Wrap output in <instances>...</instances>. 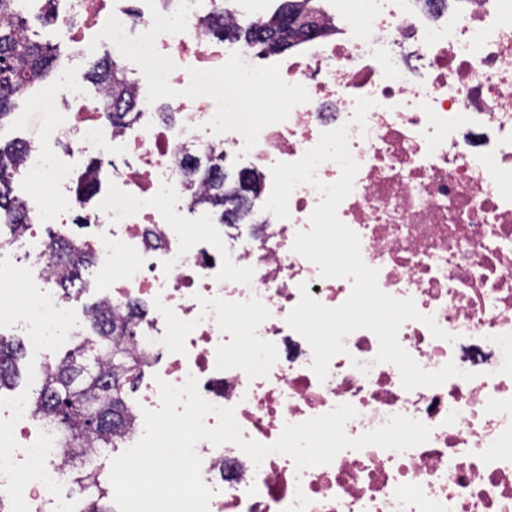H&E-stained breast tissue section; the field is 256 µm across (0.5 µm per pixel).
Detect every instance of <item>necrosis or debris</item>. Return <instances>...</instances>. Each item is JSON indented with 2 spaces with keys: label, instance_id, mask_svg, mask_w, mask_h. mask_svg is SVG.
I'll return each instance as SVG.
<instances>
[{
  "label": "necrosis or debris",
  "instance_id": "1",
  "mask_svg": "<svg viewBox=\"0 0 512 512\" xmlns=\"http://www.w3.org/2000/svg\"><path fill=\"white\" fill-rule=\"evenodd\" d=\"M32 2L75 63L109 16L136 36L150 28L152 10L170 14L179 4ZM466 3L457 11L446 0L429 8L419 0H322L330 37L304 39L279 60L283 79L304 85L310 100L265 127L249 150L239 133L208 128V97L175 98L179 121L159 122L142 79L139 104L121 128L103 108V84L91 94L73 83L60 106L40 94L14 113L23 127L31 112L48 110L43 134L27 139L15 168L25 184V224L0 240V252L17 253L0 263V299H14L24 275L14 321L32 341L90 336V311L107 302L139 315L135 346L153 374L138 385L143 408L161 404L156 378L180 386L192 376L208 402L234 408L244 439L267 445L285 425L343 403L357 411L346 425L352 437L395 415L431 429L427 442L403 452L346 449L303 470L283 454L257 465L235 445L200 442L202 479L214 492L209 512H512V0ZM219 6H195L185 32L157 38L158 52L176 65L173 88L188 85L189 68L228 60L223 40H201L207 8ZM361 97L376 102L362 128L351 122ZM343 125L360 169L341 221L359 235L380 289L413 299L456 337L434 338L409 321L400 344L424 370L452 361L473 380L405 390L394 364L376 362L379 342L368 330L350 334L347 354L317 379L309 344L285 318L300 283L329 307L345 302L352 284L321 278L292 249L322 199L316 187L295 188L286 220L267 212L258 224H205L191 207L182 167L198 147L239 158L268 192L275 163L299 160L322 132ZM46 186L56 197L51 209ZM48 224L84 225L102 283L90 304L75 306L56 288ZM30 415L26 401L0 402V447L11 460L0 486L15 512H82L61 495L68 469L54 426L15 431Z\"/></svg>",
  "mask_w": 512,
  "mask_h": 512
}]
</instances>
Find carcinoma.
Segmentation results:
<instances>
[{
  "mask_svg": "<svg viewBox=\"0 0 512 512\" xmlns=\"http://www.w3.org/2000/svg\"><path fill=\"white\" fill-rule=\"evenodd\" d=\"M313 0H282L278 9L248 27H226L216 19L211 33L223 35L227 41L247 45L263 33L281 30L288 22L311 10ZM20 0H0V124L8 119L17 101L28 96L33 81L45 82L57 58V49L35 41L28 34V21L23 17ZM93 81L112 80V94L104 102L116 125L122 124L137 103L132 97L119 63L109 58L91 73ZM23 150L20 144L0 146V215L13 219L9 227L22 224L23 211L11 188L13 167ZM211 176L203 175L200 163L186 167L191 206L224 211V158H210ZM49 258L64 266L69 275L58 281L64 295L87 286L83 278L98 265L96 255L76 239L54 237ZM134 314L92 313L96 331L93 340L80 342L58 364L44 371L41 388L31 404L32 414L56 427L60 435L62 459L76 474V482L92 489L85 502V512H110V491L102 486L99 473L88 465V449L106 448L122 436L134 418L125 400L126 386L142 377L145 361L134 346ZM22 344L0 337V392L12 388L18 377V361Z\"/></svg>",
  "mask_w": 512,
  "mask_h": 512,
  "instance_id": "1",
  "label": "carcinoma"
}]
</instances>
